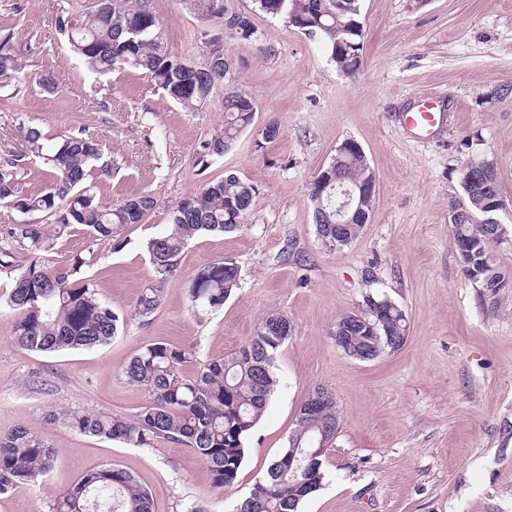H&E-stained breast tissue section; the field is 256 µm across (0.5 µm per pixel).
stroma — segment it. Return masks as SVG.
Here are the masks:
<instances>
[{"label":"stroma","mask_w":512,"mask_h":512,"mask_svg":"<svg viewBox=\"0 0 512 512\" xmlns=\"http://www.w3.org/2000/svg\"><path fill=\"white\" fill-rule=\"evenodd\" d=\"M224 2L250 19L252 37L200 22L184 0H152L167 52L199 63L209 39L222 36L235 86L255 103L254 126L203 169L195 157L224 127L223 88L188 110L135 70L92 73L56 19L79 22L96 0H0V36H12L22 60L19 77L0 87V163L18 160L25 191L40 194L51 184L45 152L83 134L101 145L91 179L101 201L141 193L157 200L125 228L121 247L75 225L55 235L42 263L90 255L83 275L98 298L131 313L152 283L147 243L169 229L172 207L228 172L257 187L236 231L189 240L151 322L130 321L106 345L52 354L18 347L11 336L19 313L7 302L13 276L0 273V434L27 426L59 450L46 477L0 495V512H49L58 494L110 464L150 490L153 512H185L194 502L232 512L285 447L317 386L335 395L340 432L324 486L299 512H512V288L497 309L484 306L449 223L451 203L464 195L462 169L492 160L505 207L491 253L512 271V0H361L363 66L354 76L319 39L253 0ZM421 96L444 114L430 137L401 122ZM270 121L280 136L267 143L259 128ZM32 127L42 133L36 149L26 140ZM349 138L363 147L377 191L359 238L331 250L317 236L310 188ZM222 259L239 266L240 284L221 309L195 314L192 279ZM368 294L403 310L407 339L398 352L361 362L336 348L332 331ZM272 313L292 325L275 357L279 383L237 481L224 490L184 444L135 448L50 418L64 407L134 415L148 396L122 368L145 345L194 348L198 359L184 368L191 375L237 349Z\"/></svg>","instance_id":"1"}]
</instances>
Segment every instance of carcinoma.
Masks as SVG:
<instances>
[{"label":"carcinoma","mask_w":512,"mask_h":512,"mask_svg":"<svg viewBox=\"0 0 512 512\" xmlns=\"http://www.w3.org/2000/svg\"><path fill=\"white\" fill-rule=\"evenodd\" d=\"M202 21L224 18V0H186ZM259 11L281 16L296 29L313 18L324 28L318 38L330 59L346 74L359 73L363 62L352 53L363 54L364 29L360 20V0H254ZM106 10L96 9L79 24L58 19L67 33L71 50L95 73L106 75L131 68L154 81L175 103L193 109L206 101L215 88L228 83L223 76L209 78L186 68V63L168 55L162 45L159 22L151 0H106ZM21 69L20 58L11 37H0V84L8 83ZM247 95L231 86L224 89V128L203 141L197 164L206 167L224 155V146L235 143L238 135L254 122ZM98 142L84 135H66L45 157L53 171L51 189L41 195L23 192L19 164L0 165V200L13 203L23 213L42 211L54 217L59 227L73 224L85 227L96 241L122 245L120 236L130 224H138L156 206L149 194L129 198L117 205H106L91 192L87 181L91 163L98 159ZM473 163L462 171L464 198L451 206L453 241L474 233L487 214L505 208L494 164L482 173H470ZM326 171L337 177L339 189H358L369 174L366 162L356 155L336 154ZM256 186L236 175L206 183L195 195L172 207L171 227L150 239L147 250L153 269V285L137 298L131 316L142 323L151 320L162 301L159 285L175 274L178 257L187 241L198 234H224L242 223L252 205ZM316 231L328 221H336V207L342 196L328 189L320 200L310 197ZM40 252L51 247L45 224H14L0 245V272L14 271L13 244ZM89 260L81 255L70 263L47 267L38 262L13 279L8 303L20 313L12 340L19 347L41 353L66 349H89L108 343L127 326L128 317L102 303L93 283L83 277ZM482 300L489 309L497 308L503 287L482 281ZM239 286L238 270L224 269L217 261L195 274L190 299L195 311L219 309ZM363 301L358 313L341 315L334 325L339 329L359 322L353 342L384 353L386 331L399 342L406 341L407 324L402 310L385 309L387 327ZM288 319L272 313L261 320L250 336L229 355L209 360L197 373H183L195 353L168 342L145 346L124 366L128 380L144 388L146 404L132 416L83 408L64 409L50 415L72 430L87 436L119 441L134 447H149L159 440L182 443L197 452L207 464L217 489L233 485L245 457L246 441L263 416L275 391L277 377L274 358L291 336ZM340 422L335 397L321 402L307 422H296L286 446L272 460L263 477L255 481L248 496L234 512H299L300 504L319 491L326 478L321 449L315 460L321 433ZM58 449L40 432L18 427L0 435V494L18 483H35L54 467ZM50 512H152L150 492L132 474L115 466L87 472L72 488L57 496Z\"/></svg>","instance_id":"1"}]
</instances>
